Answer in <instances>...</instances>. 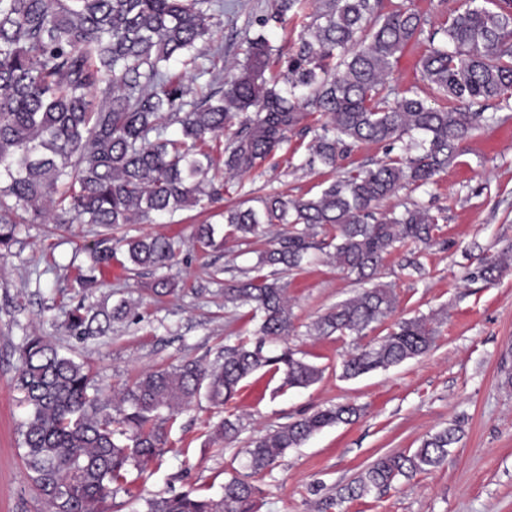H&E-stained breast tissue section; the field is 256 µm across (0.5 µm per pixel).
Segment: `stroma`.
Here are the masks:
<instances>
[{"label": "stroma", "instance_id": "obj_1", "mask_svg": "<svg viewBox=\"0 0 512 512\" xmlns=\"http://www.w3.org/2000/svg\"><path fill=\"white\" fill-rule=\"evenodd\" d=\"M271 2L239 0L237 13L225 16L217 35L225 60L237 57L248 17L263 14ZM426 49L423 42L409 46L394 79L443 107L446 99L421 80L419 61ZM309 143V137L290 135L286 149L226 185L225 204L274 191L319 194L333 175L302 169ZM413 204L439 214L437 244L422 254V270L412 276L403 268L407 248L394 251L378 280L398 297L395 318H434L437 335L430 350L386 370L344 378L351 338L313 336L309 328L362 285L326 254H316L281 279L293 312L288 344L322 369L321 380L289 388L281 376L259 371L227 405L204 398L193 403L178 415L163 452L143 474L129 475L106 512H142L146 499L184 492L215 497L234 475L249 477L259 488L258 512H512V387L504 385L512 374V268L492 284L475 276L481 261L512 247V110L497 111L495 120L476 128L433 184L406 186L376 212ZM208 219L192 208L181 212L176 224H124L110 233L93 224L19 226L10 251L0 254V512H47L22 459L20 425L27 409L14 377L26 337H47L84 362L93 387L109 398L145 372L188 360L213 362L226 344L252 333L246 310L225 308L224 285L255 266L278 230L203 249L195 233ZM157 233L175 243L167 266L131 270L123 248L113 247L104 285L85 299L93 306L128 299L135 319L85 343L69 337L65 307L78 295L76 277L89 263L88 245L109 234ZM159 278L174 282L175 293L153 295L150 286ZM345 402L363 406L359 419L325 428L271 468L250 472L245 450L258 433ZM231 414L242 423L237 441L211 442L213 428ZM455 424L461 437L443 465L365 497L341 500L342 489L379 456L411 453L426 435Z\"/></svg>", "mask_w": 512, "mask_h": 512}]
</instances>
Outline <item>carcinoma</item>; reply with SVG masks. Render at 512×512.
I'll return each instance as SVG.
<instances>
[{
	"label": "carcinoma",
	"instance_id": "carcinoma-1",
	"mask_svg": "<svg viewBox=\"0 0 512 512\" xmlns=\"http://www.w3.org/2000/svg\"><path fill=\"white\" fill-rule=\"evenodd\" d=\"M308 0H273L255 18L260 27L241 43L242 58L213 76L224 45V0H0V250L17 226L97 224L112 228L139 220L174 222L186 208L205 210L224 199L226 182L272 158L288 134L314 132L301 168L336 171L355 144L402 143L403 154L333 179L319 195L273 192L254 206L224 209V229L200 224L196 241L215 248L227 239L258 237L281 226L274 247L258 254L255 275L224 286V304L248 309L253 338L224 346L220 362L187 361L142 374L115 400L91 390L83 363L42 336L27 338L14 379L28 413L21 425L23 460L47 512H104L134 469L158 455L166 424L200 397L214 405L234 399L242 381L267 369L284 385L306 388L321 370L284 345L293 329L287 288L277 271L300 268L311 251H326L344 273L369 282L398 244L413 247L404 268L421 271L418 254L435 241L438 218L406 208L375 217L379 201L406 184L434 181L460 143L484 119L474 105L512 109V0H463L450 21L426 30L425 19L383 0H319L313 22L294 49L278 57L265 35L305 15ZM422 81L457 107H434L418 92L399 91V54L420 39ZM209 75L199 95L190 84ZM235 128L229 144L221 137ZM221 240H216V236ZM112 238L87 247L90 264L78 288L98 286L112 260ZM136 268L165 266L174 243L163 235L118 240ZM508 256L485 262L480 276L496 281ZM270 272L263 273L264 268ZM393 290L364 288L318 317V336L361 339L391 317ZM134 305L84 300L65 313L79 341L104 336L124 323ZM436 328L424 317L402 319L388 333L359 345L342 365L345 378L387 369L427 352ZM361 408L340 404L261 433L246 449L248 467L261 472L322 429L350 423ZM240 421L225 418L213 441L229 445ZM460 427L428 435L410 454L379 457L354 484L350 499L401 477L442 465ZM259 488L233 476L222 496L189 493L149 499L145 512H256Z\"/></svg>",
	"mask_w": 512,
	"mask_h": 512
}]
</instances>
